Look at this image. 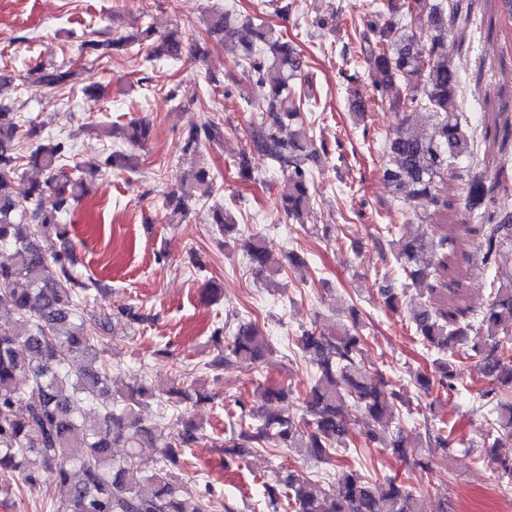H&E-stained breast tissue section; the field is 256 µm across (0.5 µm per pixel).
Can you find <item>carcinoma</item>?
Wrapping results in <instances>:
<instances>
[{
	"instance_id": "carcinoma-1",
	"label": "carcinoma",
	"mask_w": 512,
	"mask_h": 512,
	"mask_svg": "<svg viewBox=\"0 0 512 512\" xmlns=\"http://www.w3.org/2000/svg\"><path fill=\"white\" fill-rule=\"evenodd\" d=\"M476 0H382L371 4L370 19L354 31L353 43L373 60L376 90L381 101L396 112H433L434 134L427 137L405 127L389 140L393 163L382 170L383 178L423 209L448 208V196L440 184L448 167L469 153L472 138L460 122L459 78L453 51L448 49V30L456 32V51H462L466 31L475 18ZM235 20L223 11L206 17V35H231ZM249 37L244 41L250 72L268 89L261 118L249 123L246 143L236 168L242 178H251L252 158L261 154L281 172L288 174L284 208L290 219L302 223L311 206L310 174L306 161L317 148L307 126L299 121L302 83L310 81L304 57L293 46L275 38L264 23L247 21ZM132 37L87 40L83 50L103 60ZM166 52L175 56L184 45L181 33L161 36ZM70 70L62 66H38L24 83L50 90L69 82ZM503 122L483 127L482 139L492 140L498 151L512 154V117L498 113ZM296 128L282 136L285 125ZM37 135L17 113L0 104V246L13 251L12 261L0 264V305L9 307L15 318L0 322V491L34 488L41 476L49 475L65 489V498L55 512H214L212 495L189 488L179 476L185 462L180 449L201 438L195 423L171 406L196 404L210 399L208 393L179 386L155 385L146 380L112 389L110 368L102 358L108 337L99 334L102 320L88 317L83 303L99 283L81 278L74 271L68 225L63 215L85 193L83 175H99L104 169L128 170L135 157L112 152L97 164L74 161L67 164L65 142L47 139L22 150V141ZM224 139V128L214 122L192 127L183 141L182 152L196 154L205 144ZM42 172L40 181H24L23 170ZM198 185L209 184L205 163L182 175ZM52 193L55 206L45 210L42 197ZM512 192V165L503 161L492 177L475 175L468 180L465 208L489 231L477 243L483 265L493 264L501 246L512 241V214L491 211L495 198ZM169 220L188 212L185 197L173 189L166 194ZM214 224L228 235L235 230L232 215L218 208ZM55 238L64 247L49 252L43 242ZM403 271L426 291L448 268L455 240L437 241L422 231L393 241ZM249 263L259 272L276 275L282 265L268 240L258 234L244 245ZM504 282L486 309L482 325L486 334L469 337V325L448 310L434 306L429 295L421 296L412 316L422 347L437 354V375L420 373L417 384L425 391L439 386L456 389L455 373L448 351L465 347L481 358L483 369L502 386H512V349L501 337L512 330V273L500 272ZM349 324L303 331L300 343L315 368L317 377L306 391L304 413L268 410L260 418L240 422L224 441L227 453L243 460L259 448L296 449L318 461L329 462L352 442L348 403L361 412L363 435L371 443H383L397 457L405 456V439L396 417L394 401L400 398L397 382L376 380L365 369L366 338L358 323V311L350 309ZM212 342L226 347L214 365L258 363L271 351L263 330L253 321L241 323L230 341L224 329L214 330ZM156 405L154 418L144 415ZM177 418L182 429L166 435L167 425ZM512 440V403L496 406L487 440L498 446L503 437ZM452 440L445 427L428 430V447L448 454ZM160 446V466L150 474L138 468L141 448ZM122 447L116 457L112 449ZM503 487H512V459L492 456ZM289 512H422L421 490L390 479L381 490L369 477L347 464L337 465L328 487L319 488L297 471L282 472Z\"/></svg>"
}]
</instances>
